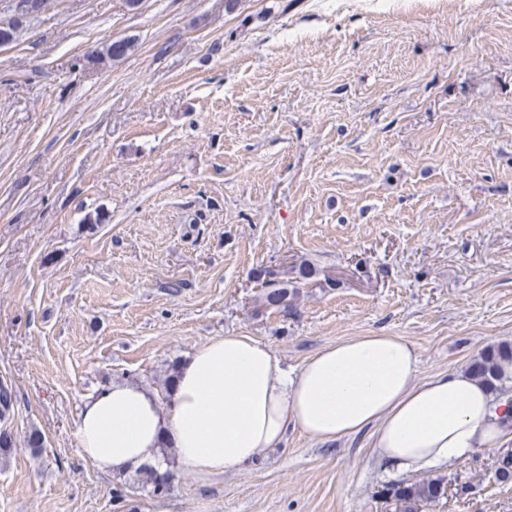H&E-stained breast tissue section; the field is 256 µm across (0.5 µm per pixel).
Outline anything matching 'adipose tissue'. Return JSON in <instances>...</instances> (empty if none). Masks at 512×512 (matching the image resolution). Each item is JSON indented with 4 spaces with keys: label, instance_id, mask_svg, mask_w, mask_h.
Listing matches in <instances>:
<instances>
[{
    "label": "adipose tissue",
    "instance_id": "1",
    "mask_svg": "<svg viewBox=\"0 0 512 512\" xmlns=\"http://www.w3.org/2000/svg\"><path fill=\"white\" fill-rule=\"evenodd\" d=\"M418 364L411 343L384 332L328 344L294 369L254 337H216L186 354L167 407L127 383L87 396L81 455L103 473L163 472L168 446L180 467L209 477L254 465L292 430L318 442L369 432L375 456L405 471L512 446L501 423L511 403L462 371L416 382Z\"/></svg>",
    "mask_w": 512,
    "mask_h": 512
}]
</instances>
